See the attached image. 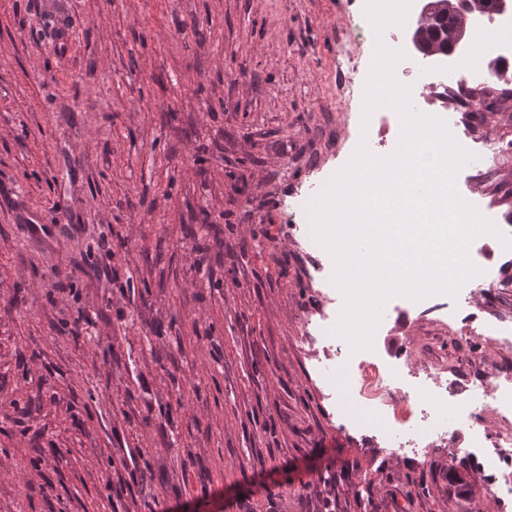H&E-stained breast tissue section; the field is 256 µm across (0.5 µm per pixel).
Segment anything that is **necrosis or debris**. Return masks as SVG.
<instances>
[{"mask_svg": "<svg viewBox=\"0 0 512 512\" xmlns=\"http://www.w3.org/2000/svg\"><path fill=\"white\" fill-rule=\"evenodd\" d=\"M468 77L459 72L454 79L438 77L429 85L443 108L455 112L480 111L482 100L467 93ZM434 412L426 424L400 428L389 421H377L375 415L351 416L352 424L378 428L387 447L394 452L419 454L436 444L446 445L449 454H456L453 440L465 436L472 450L489 449L481 466L490 474V486L496 500L512 505V369L480 371L462 380H447L434 375ZM495 410L502 419L496 433L481 428L486 410Z\"/></svg>", "mask_w": 512, "mask_h": 512, "instance_id": "4bbe7bcc", "label": "necrosis or debris"}]
</instances>
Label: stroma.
<instances>
[{
  "instance_id": "stroma-1",
  "label": "stroma",
  "mask_w": 512,
  "mask_h": 512,
  "mask_svg": "<svg viewBox=\"0 0 512 512\" xmlns=\"http://www.w3.org/2000/svg\"><path fill=\"white\" fill-rule=\"evenodd\" d=\"M365 0H0V512H499L468 448L391 452L334 379L345 295L304 202L402 136L371 110L425 85ZM360 26L356 72L337 42ZM476 44L448 59L483 74ZM418 109L467 159L455 189L512 278V97ZM372 357L405 379L501 359L512 291L388 296ZM137 464L125 466L127 455Z\"/></svg>"
}]
</instances>
